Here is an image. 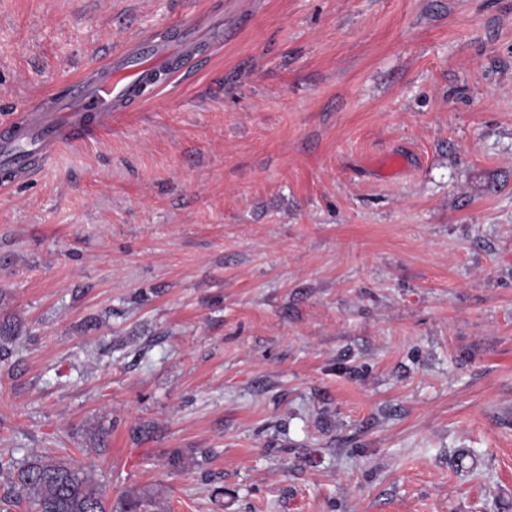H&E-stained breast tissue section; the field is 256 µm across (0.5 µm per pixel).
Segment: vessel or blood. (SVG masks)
Segmentation results:
<instances>
[{
  "label": "vessel or blood",
  "instance_id": "vessel-or-blood-1",
  "mask_svg": "<svg viewBox=\"0 0 512 512\" xmlns=\"http://www.w3.org/2000/svg\"><path fill=\"white\" fill-rule=\"evenodd\" d=\"M200 17L179 21L182 54L195 57ZM165 40L133 41L91 74L79 76L71 89L54 92L24 109L0 130V177L28 178L36 167L51 162L67 144L109 128L112 115L142 99L150 74L164 66Z\"/></svg>",
  "mask_w": 512,
  "mask_h": 512
}]
</instances>
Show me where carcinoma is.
<instances>
[{
  "instance_id": "cac0c4a2",
  "label": "carcinoma",
  "mask_w": 512,
  "mask_h": 512,
  "mask_svg": "<svg viewBox=\"0 0 512 512\" xmlns=\"http://www.w3.org/2000/svg\"><path fill=\"white\" fill-rule=\"evenodd\" d=\"M12 474L0 496V512L24 502L32 512H166L161 496L148 490H130L113 510H107L93 475L68 459L35 457L16 466L0 459V469Z\"/></svg>"
}]
</instances>
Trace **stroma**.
I'll use <instances>...</instances> for the list:
<instances>
[{"instance_id": "obj_1", "label": "stroma", "mask_w": 512, "mask_h": 512, "mask_svg": "<svg viewBox=\"0 0 512 512\" xmlns=\"http://www.w3.org/2000/svg\"><path fill=\"white\" fill-rule=\"evenodd\" d=\"M210 9L223 47L0 191V458L512 512V0H0V125Z\"/></svg>"}]
</instances>
